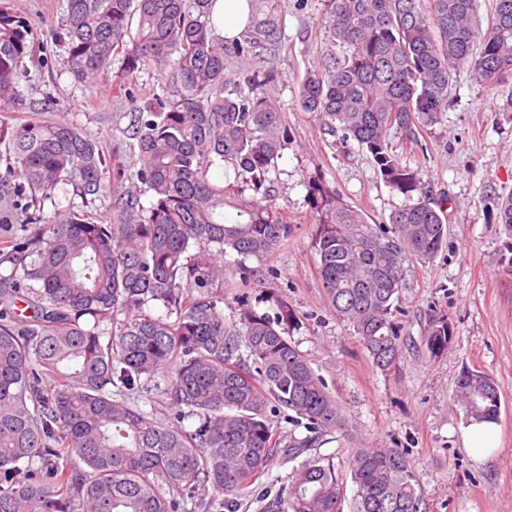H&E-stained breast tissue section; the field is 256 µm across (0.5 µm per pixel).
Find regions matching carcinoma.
<instances>
[{
	"label": "carcinoma",
	"instance_id": "cac0c4a2",
	"mask_svg": "<svg viewBox=\"0 0 512 512\" xmlns=\"http://www.w3.org/2000/svg\"><path fill=\"white\" fill-rule=\"evenodd\" d=\"M248 2L247 26L227 40L211 26L216 0H65L59 40L76 79L108 73L120 55L117 96L136 102L130 86L144 69L165 80V97L135 107L142 167L128 188L117 173L107 181L112 157L52 100L42 108L51 120L0 123L10 153L0 195L34 199L71 181L85 197L112 195L107 221L36 209L0 238V512H178L208 486L240 494L279 454L292 464L288 489L261 512H342L333 457L306 453L345 424L284 336L293 313L281 302L275 318L244 308L224 316V257L260 278L288 233L272 203L217 178L227 164L259 191L287 140L267 92L278 78L266 62L281 46L280 0ZM323 26L343 56L306 75L300 105L357 142L405 202L388 224H370L309 185L318 274L336 318L389 370L404 346L405 263L433 258L448 231L389 134L432 124L461 68L484 85L512 82V0H492L484 20L477 0H328ZM31 35L0 0V104L24 105ZM452 337L447 317L433 319L428 352L443 353ZM158 377L168 418L123 398ZM456 397L469 421H498L489 374L464 370ZM271 404L305 434L277 436ZM348 467L357 512H426L406 450L353 448Z\"/></svg>",
	"mask_w": 512,
	"mask_h": 512
}]
</instances>
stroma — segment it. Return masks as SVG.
I'll use <instances>...</instances> for the list:
<instances>
[{"mask_svg": "<svg viewBox=\"0 0 512 512\" xmlns=\"http://www.w3.org/2000/svg\"><path fill=\"white\" fill-rule=\"evenodd\" d=\"M13 5L32 26L34 53L25 58L20 81L26 107L53 98L114 163L135 172L140 163L129 146L134 107L115 97L111 77L90 84L75 80L55 39L62 0H13ZM325 9L326 0H281L284 38L273 61L279 73L273 99L288 143L264 187L290 230L264 260L263 279L244 283L227 269L224 314L232 316L246 304L272 315L278 302L288 304L295 317L288 334L325 380L346 421L345 435L323 448L338 472H346L351 449L396 446L409 453L427 512H512V235L498 208L501 196L512 193V86H484L461 71L437 121L389 136L402 165L417 170L441 201L448 236L434 258L409 262L402 355L395 368L380 370L326 302L307 192L309 183L324 184L360 207L371 224L387 223L404 198L354 141H343L341 133L328 131L300 106L307 72L342 54L321 25ZM37 205L48 213L67 207L102 217L111 212L108 200L85 199L71 182L59 185L52 197L38 198ZM441 315L451 320L454 336L448 350L433 357L425 338L430 321ZM467 368L488 373L501 397L498 446L485 458L464 445L467 420L455 392ZM290 471L288 462L275 460L260 483L238 499L227 503L210 491L206 508L187 502L183 512H260V496L287 487Z\"/></svg>", "mask_w": 512, "mask_h": 512, "instance_id": "obj_1", "label": "stroma"}]
</instances>
